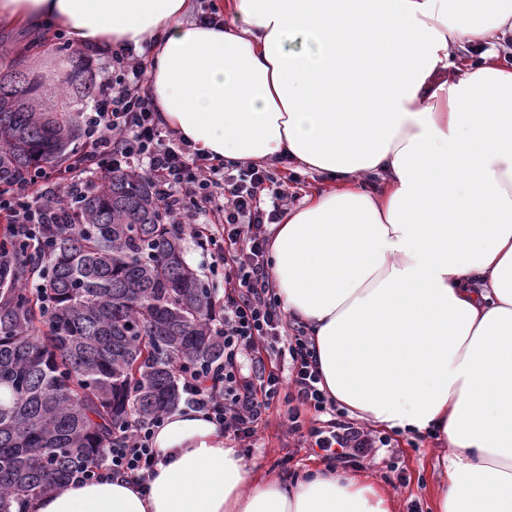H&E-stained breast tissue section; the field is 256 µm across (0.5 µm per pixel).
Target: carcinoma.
Here are the masks:
<instances>
[{
	"instance_id": "1",
	"label": "carcinoma",
	"mask_w": 512,
	"mask_h": 512,
	"mask_svg": "<svg viewBox=\"0 0 512 512\" xmlns=\"http://www.w3.org/2000/svg\"><path fill=\"white\" fill-rule=\"evenodd\" d=\"M84 61L67 59L55 100L20 59L0 61V185L66 157L75 106L93 97ZM49 249L0 242V512L100 465L133 421L174 410L181 365L224 358L212 289L184 258L152 182L99 172ZM46 276L49 300L29 288Z\"/></svg>"
}]
</instances>
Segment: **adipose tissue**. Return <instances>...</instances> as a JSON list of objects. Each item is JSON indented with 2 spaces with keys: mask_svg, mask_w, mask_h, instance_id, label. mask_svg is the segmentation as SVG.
<instances>
[{
  "mask_svg": "<svg viewBox=\"0 0 512 512\" xmlns=\"http://www.w3.org/2000/svg\"><path fill=\"white\" fill-rule=\"evenodd\" d=\"M0 0L76 50L151 47L162 124L236 163L325 176L273 225L276 296L313 339L320 389L350 418L447 444L438 512H512V0ZM478 50L458 64L456 42ZM148 490L64 483L27 512H394L319 468L259 474L205 414L153 439ZM205 3L202 0H192V11L189 13L186 17V21L190 23H197L200 22V15H201V5H212L218 7V3L221 0H204ZM216 7V8H217ZM219 10V13L214 11L211 12L210 15L204 17L203 22H207L208 24H214L215 26L220 24L224 25V27H228L231 25V16L224 12V10H221L219 7L217 8Z\"/></svg>",
  "mask_w": 512,
  "mask_h": 512,
  "instance_id": "obj_1",
  "label": "adipose tissue"
}]
</instances>
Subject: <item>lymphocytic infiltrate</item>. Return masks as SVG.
Here are the masks:
<instances>
[{"instance_id": "obj_1", "label": "lymphocytic infiltrate", "mask_w": 512, "mask_h": 512, "mask_svg": "<svg viewBox=\"0 0 512 512\" xmlns=\"http://www.w3.org/2000/svg\"><path fill=\"white\" fill-rule=\"evenodd\" d=\"M145 73L134 49H112L91 107L81 115L83 142L74 161L31 169L0 186V223L20 242L39 241L43 226L58 223L62 210L89 189L92 173L120 168L147 176L165 223L191 230L211 257L207 271L224 287V357L201 372L180 371L186 407L244 441L255 437L283 395L288 434L315 449L327 466L374 460L377 449L391 447V437L349 418L320 389L312 339L282 310L268 275L269 227L279 223L288 201L282 182L261 165L212 162L161 128ZM305 409L316 413L315 423H304ZM162 423L159 417L133 423L113 439L104 465L74 470L72 480L112 474L148 486L157 463L152 439Z\"/></svg>"}]
</instances>
